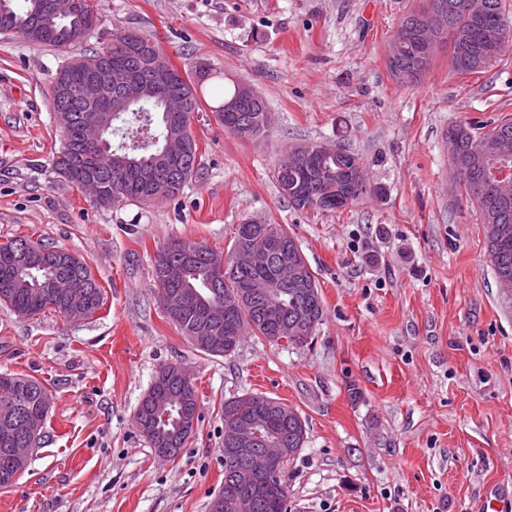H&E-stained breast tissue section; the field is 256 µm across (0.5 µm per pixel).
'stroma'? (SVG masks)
Returning <instances> with one entry per match:
<instances>
[{"label":"stroma","mask_w":512,"mask_h":512,"mask_svg":"<svg viewBox=\"0 0 512 512\" xmlns=\"http://www.w3.org/2000/svg\"><path fill=\"white\" fill-rule=\"evenodd\" d=\"M420 0H92L102 35L68 49L0 35V242L31 236L82 257L105 292L92 317L20 318L0 305V373L52 396L50 423L0 512H209L224 484L225 399H281L306 421L288 464V512H493L512 497V303L479 213L458 192L451 125L512 118V46L484 71L440 52L401 85L387 56ZM136 31L174 66L205 63L190 128L199 176L148 206L100 207L52 168L64 134L51 88L65 58ZM250 84L272 116L243 139L215 120L223 88ZM358 155L375 193L334 213L298 210L275 169L290 147ZM284 224L319 283L312 343L245 336L196 350L165 317L159 248L188 238L230 256L237 224ZM178 363L201 418L176 458L138 431L140 397Z\"/></svg>","instance_id":"obj_1"}]
</instances>
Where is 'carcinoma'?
Instances as JSON below:
<instances>
[{"label":"carcinoma","mask_w":512,"mask_h":512,"mask_svg":"<svg viewBox=\"0 0 512 512\" xmlns=\"http://www.w3.org/2000/svg\"><path fill=\"white\" fill-rule=\"evenodd\" d=\"M7 8L0 7V34H20L35 44L66 47L82 39L80 27L94 14L91 0H73V12L67 18L55 17L46 11L48 0H6ZM422 9L405 16L401 28L420 25L419 18L435 16L442 27L440 35L443 48L448 50V65L458 73H475L485 69L496 56L490 55L491 39L497 33L495 24L505 19L501 0H426ZM139 34L128 32L115 35L112 42L89 54L73 58L61 65L69 71V78L77 82L83 69L101 60L105 54L115 56L126 45V38ZM434 57L423 53L421 40L411 38L400 44L398 53L387 60L391 75L402 74L401 83H414L430 69ZM209 68L198 67L185 74V78L162 85V90L148 97L124 113L119 121L138 130L129 142L112 145L115 131L108 130L100 147L93 151V166L82 175L73 171L74 151L83 145V127L94 116V109L77 103L74 112L58 113V121L65 134V143L54 159L56 173L81 190L95 192L93 202L101 207L120 205H149L157 200L176 196L184 185L195 178L202 166V154L187 124V116L177 113V120L170 122L171 113L164 111L172 98L185 101L188 110H201V101L192 81H205ZM233 101L241 119L251 125L248 137L259 136L267 128L265 117L269 114L264 99L255 89L236 82L224 90L223 103L216 112L224 111V103ZM184 139L190 153L183 164L167 176L168 182L152 187L143 183L138 173L120 163L129 158L148 160L165 144L166 137ZM446 139L452 141L458 153L473 160L472 173L476 177H492L503 163L498 144L507 139L512 142V120L505 119L485 132H479L470 123L456 124L448 130ZM288 161L293 167L276 169V182L280 193L298 210L337 211L359 201L371 192L366 184H352L360 158L344 151V155L316 156L321 180H310L304 170V147L291 149ZM474 205L481 214L486 232L488 254L499 283L512 284V178L501 181L498 201L489 207L476 200ZM255 234L249 248L259 251L264 240L276 238L288 252V264L301 272V286L283 284L281 271L271 264L265 266L238 265L229 261L222 277L215 274L214 265L219 255L206 245L176 238L159 249L153 267L159 299L170 293L178 297L174 306L176 315L170 321L199 351L210 356H222L206 344L209 326L203 321L201 309L208 305L224 310V303L232 301L241 292L253 288L256 300L234 309L238 325L237 336L249 332L265 337L269 328L280 323L288 327L295 339L292 346L304 344V337H313L323 317L322 297L316 277L286 224L253 223ZM0 304L15 315L27 317L46 310L59 312L70 319H87L104 304L102 288L81 258L67 250L33 241L27 236H17L0 243ZM7 382L0 381V417L8 414L16 423L32 422L43 434L48 413L41 410V398L49 393L46 386L32 376L6 374ZM256 394L243 393L224 401L222 419L228 429L238 419L266 420V413L255 402ZM274 407L280 426L274 432L286 436L283 464L287 465L300 454L306 443L305 421L288 404L268 398ZM200 411L198 391L188 371L178 363L161 366L150 387L141 397L134 420L150 418L151 432L146 439L152 447L167 445L185 447L194 432L182 430L185 408ZM27 462L9 459L0 451V486L14 483L25 470ZM245 463L237 460L224 466V488H234L239 493L248 492L249 486L240 482L238 474Z\"/></svg>","instance_id":"obj_1"}]
</instances>
